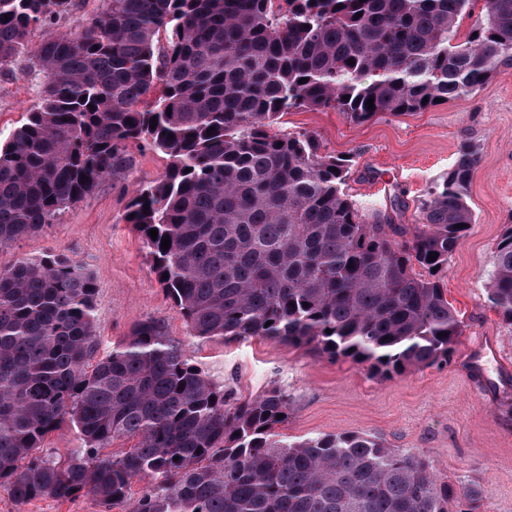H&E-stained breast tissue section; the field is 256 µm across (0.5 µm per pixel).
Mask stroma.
I'll return each mask as SVG.
<instances>
[{
  "label": "stroma",
  "mask_w": 512,
  "mask_h": 512,
  "mask_svg": "<svg viewBox=\"0 0 512 512\" xmlns=\"http://www.w3.org/2000/svg\"><path fill=\"white\" fill-rule=\"evenodd\" d=\"M40 103V80L0 70V142ZM280 128L311 134L321 154L351 157L346 193L408 227L419 223L422 199L453 165L460 143L476 145L468 196L474 222L444 274L446 296L464 325L446 364L382 378L367 365L335 362L305 346L191 335L125 221L133 192L167 168L166 156L147 146L130 145L132 168L103 181L54 223L0 246V265L65 254L96 280L101 352L135 323L163 321L189 363L235 398L283 392L288 421L280 431L288 438H375L425 456L440 481L480 485L484 512H512V322L487 297L496 243L512 224V69L492 74L476 94L422 112H382L356 125L335 110L299 109L284 115ZM151 484L148 476L134 479L126 498L109 506L90 495L18 503L0 490V512H133Z\"/></svg>",
  "instance_id": "1"
}]
</instances>
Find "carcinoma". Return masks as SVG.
<instances>
[{"mask_svg":"<svg viewBox=\"0 0 512 512\" xmlns=\"http://www.w3.org/2000/svg\"><path fill=\"white\" fill-rule=\"evenodd\" d=\"M70 5L0 0V68L25 58L21 73L44 76L41 106L0 147V245L129 170V145L144 141L169 164L134 192L127 220L193 335L308 346L382 377L447 361L463 323L432 268L473 224L475 145H459L409 232L346 194L349 160L275 125L300 108L363 124L478 92L512 67V0H108L61 31ZM96 293L68 257L0 267V488L15 501L110 505L150 476L134 512H448L460 498L482 512L479 487L440 482L425 458L376 439L280 438L282 392L233 398L160 321L95 358ZM488 300L512 321L511 224ZM68 423L86 448L52 462L42 444ZM132 436L124 455L100 454Z\"/></svg>","mask_w":512,"mask_h":512,"instance_id":"obj_1","label":"carcinoma"}]
</instances>
